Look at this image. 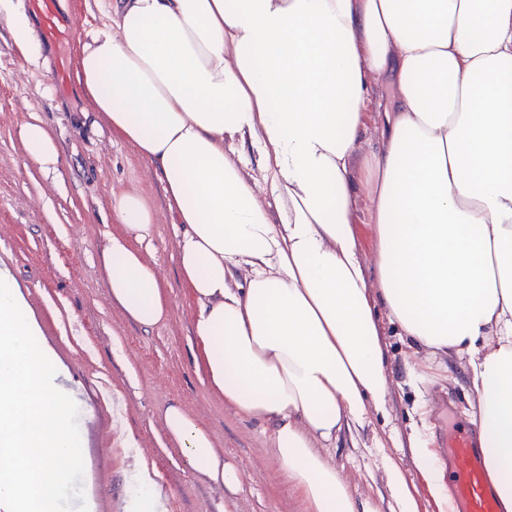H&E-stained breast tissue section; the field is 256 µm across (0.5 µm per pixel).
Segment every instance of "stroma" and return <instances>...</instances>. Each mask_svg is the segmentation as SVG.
Listing matches in <instances>:
<instances>
[{"label":"stroma","instance_id":"stroma-1","mask_svg":"<svg viewBox=\"0 0 512 512\" xmlns=\"http://www.w3.org/2000/svg\"><path fill=\"white\" fill-rule=\"evenodd\" d=\"M115 0H60L78 24L69 44L43 45L25 59L11 21L0 14V266H7L30 303L42 339L59 353L70 385L85 403L78 428L87 438L81 481L96 512H129L128 474L143 459L163 487L165 512H302L297 493L276 473L269 423L239 414L207 385L193 358V305L176 260V214L156 170L94 113L77 81L58 94L57 57L76 61L90 33ZM39 120L53 134L59 164L48 173L23 155L20 130ZM136 188L155 213L149 242L140 246L169 301L159 324L144 327L113 306L99 248L120 232L110 208L112 192ZM381 342L391 388L389 418L373 421L357 439L340 438L328 452L357 498L376 512H393L384 465L412 470L410 435L444 453L455 424L472 425L477 391L465 360L446 355L425 363L389 319ZM428 400L432 415L415 412ZM205 423L237 466L243 482L235 502L184 468L161 422L170 404ZM131 433L135 448L123 443ZM393 434L384 449L374 438Z\"/></svg>","mask_w":512,"mask_h":512}]
</instances>
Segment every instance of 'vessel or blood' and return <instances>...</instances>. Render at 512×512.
<instances>
[{
    "label": "vessel or blood",
    "mask_w": 512,
    "mask_h": 512,
    "mask_svg": "<svg viewBox=\"0 0 512 512\" xmlns=\"http://www.w3.org/2000/svg\"><path fill=\"white\" fill-rule=\"evenodd\" d=\"M39 20L43 37L50 43L72 42L76 21L62 15L56 0H26ZM448 474L451 479L452 512H503L488 478L479 436L473 429L454 431L448 437Z\"/></svg>",
    "instance_id": "obj_1"
}]
</instances>
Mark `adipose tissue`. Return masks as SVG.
I'll use <instances>...</instances> for the list:
<instances>
[{"label": "adipose tissue", "mask_w": 512, "mask_h": 512, "mask_svg": "<svg viewBox=\"0 0 512 512\" xmlns=\"http://www.w3.org/2000/svg\"><path fill=\"white\" fill-rule=\"evenodd\" d=\"M76 68L94 110L161 175L209 387L270 423L304 512H375L327 450L388 412L382 310L416 350L466 357L488 476L512 512V0H121ZM20 136L26 159L56 171L46 127ZM112 213L122 231L99 252L110 296L154 326L168 302L139 244L155 215L133 189ZM162 421L191 473L239 493L203 422L177 404ZM412 462L448 512L444 462L422 440ZM129 484L134 512H161L147 467ZM370 206L369 200L360 195L357 200L355 209V224L360 237L362 249L364 250L366 260L369 263L367 273L368 275H374L372 271L371 259H372V226L367 224V213Z\"/></svg>", "instance_id": "obj_1"}]
</instances>
